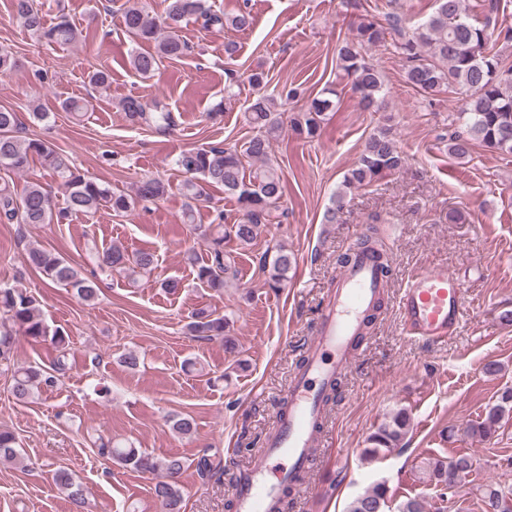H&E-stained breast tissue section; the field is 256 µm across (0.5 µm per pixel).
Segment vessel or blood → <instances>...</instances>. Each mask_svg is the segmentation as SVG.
I'll return each instance as SVG.
<instances>
[{
	"label": "vessel or blood",
	"instance_id": "vessel-or-blood-1",
	"mask_svg": "<svg viewBox=\"0 0 512 512\" xmlns=\"http://www.w3.org/2000/svg\"><path fill=\"white\" fill-rule=\"evenodd\" d=\"M387 286V277L368 253L354 255L337 275L319 333L288 386V408L278 414L266 439L265 455L238 472L233 488L238 512H279L282 488L303 479L310 450L322 434L324 392L349 366L365 318ZM398 307L408 335L442 343L462 320L463 290L447 266L437 264L408 278Z\"/></svg>",
	"mask_w": 512,
	"mask_h": 512
}]
</instances>
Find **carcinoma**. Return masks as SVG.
I'll return each instance as SVG.
<instances>
[{
    "label": "carcinoma",
    "mask_w": 512,
    "mask_h": 512,
    "mask_svg": "<svg viewBox=\"0 0 512 512\" xmlns=\"http://www.w3.org/2000/svg\"><path fill=\"white\" fill-rule=\"evenodd\" d=\"M436 8L428 19L411 32L405 31L402 19L393 13L384 19L366 14L356 25V37L345 40L338 48V60L351 91L362 107L370 112L383 111L384 79L379 67L366 60V52L385 45L386 34L392 30L401 36L395 49L404 62L407 83L425 96L442 91L457 90L463 95L464 108L452 119L453 131L448 133V154L465 159L482 147L502 155H512V28H496L490 22L472 21L464 7V0H435ZM16 16L23 27L47 40L69 44L77 33L65 14H60L50 27L46 26L42 11L33 0H14ZM126 31L141 43H154L152 51H135L130 55L131 68L143 78H151L162 60L176 59L185 54L187 44L178 33V25L189 20L199 21L202 27L231 24L239 29L250 26V15L244 11L228 18L211 11L206 0H169L165 17L149 14L138 4H129L122 11ZM256 91L246 109L257 133L239 147L191 148L176 160L185 175L184 196L188 199L184 218L192 221L193 203L201 196L204 186L221 187L224 193L235 197L243 211L244 220L228 229H212L207 238V258L193 251L186 260L194 268L201 285L215 292L224 290L229 278L238 274L235 259L224 251V240L232 236L239 244H251L262 226L272 223L275 205L283 195L281 174L271 159V146L280 133L283 104L264 93L267 81L264 72L252 71L245 77ZM330 90L328 96L315 97L291 120L292 131L302 139H314L326 121L327 113L336 108ZM128 119L137 125L164 132L175 125L173 113L161 108L160 102H148L140 97H128L121 104ZM21 122L11 107L0 106V166L17 172L25 171L38 158L52 169L61 181L64 191V210L56 209L51 194L39 184L27 186L21 195L10 187L0 186V217L17 224H52L68 214L93 217L102 210L117 216L132 212L137 204L161 199L168 184L158 178L142 181L134 194H117L102 183L86 177L66 163L49 144L39 139L20 136ZM405 156L395 143L390 129L380 127L367 140L355 166L342 181L325 214V222L336 221L347 192L368 187L381 178L395 174L404 167ZM357 250H370L382 260L385 274H391L387 251L378 230H373L349 246L339 256V264L349 263ZM26 261L30 268L63 288L70 289L81 301L91 303L98 297L96 283L82 277L78 268L54 250L31 245ZM99 267L109 273L155 269V256L149 251L128 253L118 245H111L97 254ZM269 266L268 283L278 288L288 279L292 260L285 249L278 248ZM228 322L222 315L200 308L193 312L187 329L201 339L221 337L225 348L234 349V343L224 338ZM23 335L34 343L47 342L59 355L48 372L38 365L17 366L11 370L12 393L23 403L35 396L41 386H51L56 375L66 372L65 355L69 337L57 328H51L40 311L37 300L23 288L0 287V365L10 366L15 349V336ZM512 414V387H504L495 404L488 407L485 418L470 425L468 433L481 440L492 437L496 426ZM409 418L405 411L396 412L391 420L380 425L369 438L370 456L396 447L407 433ZM17 438L13 431L0 428V459L12 461L17 457ZM98 454L124 467L142 473H165V479L153 486V496L160 512H184L183 494L176 477L183 471L185 461L172 455L164 458L141 452L133 446L112 444V440L98 438ZM474 458L459 454L449 463L440 460L428 466V480L442 488L457 486L466 481L475 470ZM58 485L65 489L73 512H83L84 489L65 470L54 473ZM482 512H512V497L500 488L489 486L482 498ZM387 489L375 485L354 499L347 512H386Z\"/></svg>",
    "instance_id": "cac0c4a2"
}]
</instances>
